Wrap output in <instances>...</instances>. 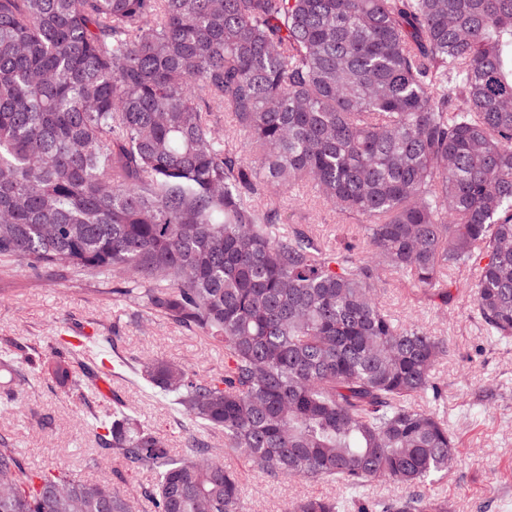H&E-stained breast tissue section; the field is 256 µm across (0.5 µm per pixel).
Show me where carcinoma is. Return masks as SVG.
<instances>
[{"label": "carcinoma", "mask_w": 512, "mask_h": 512, "mask_svg": "<svg viewBox=\"0 0 512 512\" xmlns=\"http://www.w3.org/2000/svg\"><path fill=\"white\" fill-rule=\"evenodd\" d=\"M299 183L361 234L326 250L260 213ZM0 262L113 281L222 347L206 378L154 358L144 379L270 481L398 484L360 512H448L417 493L456 452L419 404L448 341L379 288L408 276L445 309L471 269L484 336L512 341V0H0ZM90 340L60 336L39 364L92 389ZM5 346L0 364L32 363ZM93 432L153 473L152 512H239L206 439L177 454L121 400ZM0 485V512L130 510L119 486L4 444Z\"/></svg>", "instance_id": "obj_1"}]
</instances>
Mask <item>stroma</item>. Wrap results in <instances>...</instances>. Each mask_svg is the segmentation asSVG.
<instances>
[{
	"instance_id": "35a3bbf8",
	"label": "stroma",
	"mask_w": 512,
	"mask_h": 512,
	"mask_svg": "<svg viewBox=\"0 0 512 512\" xmlns=\"http://www.w3.org/2000/svg\"><path fill=\"white\" fill-rule=\"evenodd\" d=\"M263 205L277 210L282 223L333 248L359 232L306 184L266 198ZM473 277L470 271L458 274L455 299L444 312L398 277L383 288L381 302L399 322L423 325L449 344L436 372L442 397L435 409L458 448L453 466L426 487V495L447 498L448 512H512V343L484 338L472 316ZM81 327L110 344L106 390L64 388L25 365L15 371L0 367V390L20 393L17 409H0V444L17 449L33 468L62 467L90 482L122 481L140 501L139 512H151L142 501L151 473L129 474L119 462L100 463L93 419L111 412L113 397H121L174 452L185 450L194 425L141 379L137 363L171 359L206 376L223 368L224 350L198 333L147 318L140 308L114 300L111 283L53 271L35 276L0 264V340L12 338L24 352L46 354L61 329ZM224 464L242 480L241 512H287L295 499L337 493L334 485L302 478L271 483L233 456Z\"/></svg>"
}]
</instances>
